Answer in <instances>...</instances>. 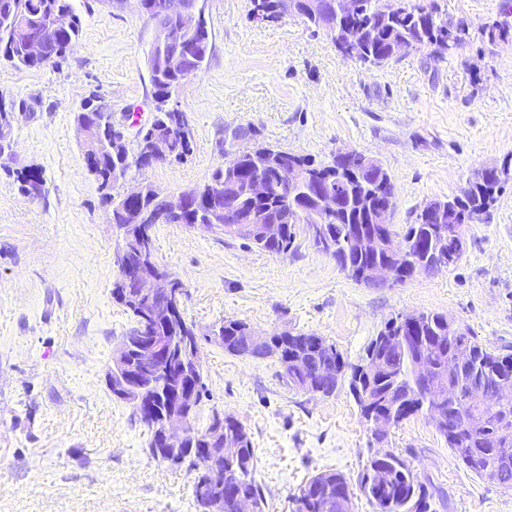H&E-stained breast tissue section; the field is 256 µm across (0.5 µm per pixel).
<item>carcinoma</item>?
I'll return each instance as SVG.
<instances>
[{
  "label": "carcinoma",
  "instance_id": "1",
  "mask_svg": "<svg viewBox=\"0 0 512 512\" xmlns=\"http://www.w3.org/2000/svg\"><path fill=\"white\" fill-rule=\"evenodd\" d=\"M163 2L137 0L144 15L167 25L172 34L167 52H177L185 59V70L173 71L166 67L155 49H150L148 54L156 111L165 117L168 112L163 109V104L180 89L188 79L189 72L200 71L208 61L211 30L204 6L197 7L190 18H165L161 15ZM279 2L251 0L253 10H261L260 19L267 21L282 18ZM58 12L71 15L70 29L50 36V52L45 58L36 60L28 56L27 36L15 31L13 18L24 14L30 20V29L45 31L50 19ZM292 15L300 18L312 32H326L337 46L345 41V37H351L359 47L358 56L353 61L369 68L381 67L399 59L404 48L410 53L429 49L432 54L442 56L459 45L466 34L464 25L454 26L440 16L435 0H403L397 11L388 10L386 0H355L354 14L349 20L336 19L330 10L315 15L312 13L311 0H295ZM81 32L82 20L72 0H0V59L16 68L41 69L58 64L79 40ZM511 32L506 23L488 26L484 30L492 45L507 40ZM148 136L149 132H142L132 146L120 145L112 154L102 155L97 160L99 170L95 180L101 191V202L111 208V223L118 227L129 223L130 207L122 200L116 182L126 173L142 171L141 157ZM258 153L268 154L271 160L261 164L259 159L252 156L234 157L224 152V163L214 169L207 182L196 187L194 208L181 215H171L167 223L183 224L189 228L195 224H215L216 216L212 212L210 197L217 188L222 187L224 195L230 196L235 202L238 214L247 217L255 211H266L279 220L281 231L278 238L267 241L253 239L251 243L271 255H286L297 237L296 214L311 208L309 194L297 192L288 197L273 190L265 197H257L247 194L244 185L262 178L273 187L279 183L282 169L294 163L313 171L322 190L338 199L336 211L328 215L321 225L322 247L318 251L335 259L341 271L352 280L371 284L365 269L390 260L389 252L380 249L372 253H359L352 246L351 239L354 229L363 225L376 233L384 230L397 234L393 224L385 229L371 222L378 204L395 201V187L388 171L381 165H368L366 155L357 150L347 152L344 159L334 157L329 161L279 148L273 154L270 145L263 143L258 144ZM13 175L20 190L32 188L38 195H43L45 181L40 171L35 168L23 169L13 172ZM501 175L502 172L496 168L485 169L461 195L445 202L434 200L419 209L414 223L405 227L403 239L410 242V249L406 260L395 269L396 282L404 283L421 272L441 270L437 263L448 255L452 229V225L448 224V215L440 217L432 213L427 216L425 209L450 207L470 223L479 220L489 212L502 192ZM124 291V282L116 281L112 298L132 314L134 326L126 333L125 339L135 342L141 335L142 309L124 299ZM397 322L398 318H390L371 338L361 355L363 360L373 354L384 359V370L371 383L375 408L394 414L395 423L399 424L419 414L429 401L440 395L445 396L446 424L439 427V431L448 442V448L482 480L498 486L512 484V393L506 397L499 395L503 386H512V353L487 348L467 330L449 326L448 318L442 314L422 312L413 335L427 353L434 371L431 378L417 380L414 378L417 353L390 342V337L398 334ZM246 326L247 323L233 319L225 320L214 328V331L221 333L225 352L236 356H255V351L249 345ZM193 328L194 324L181 315L168 321L155 322L153 331L158 336L190 337L189 344L177 347L186 359L200 351L199 336L192 335ZM271 339L282 347L281 361L294 354L301 358L310 375L322 370L325 365L336 367L339 376L325 383L324 394H333L339 380L345 377L348 378V385H353L358 364L344 360L334 345L322 337L304 332L288 336L274 332ZM462 347L469 350V358L459 361L455 352ZM136 364L139 375L162 386V392L146 397L140 404L120 395L117 399L130 405L133 414L150 430L151 411L159 412L167 408L177 380L145 359H136ZM473 381L483 387L489 399L466 400L465 386ZM183 418L193 439L196 459L207 458L204 449L219 448L224 439H242L239 456L224 460V470L237 472L238 481L223 487L208 484L203 481L199 469L189 463L187 469L193 475V493L224 497V512H236V498L240 495L252 496L259 501L260 507H265L263 493L254 476V448L246 426L235 418H222L214 414L202 430L198 427L195 409L185 413ZM375 471L386 472L388 479L381 483L369 482L368 477ZM326 482L336 487V494L353 503L355 493L350 479L330 469L314 475L291 495V512H330L317 499L319 487ZM358 486L374 512H436L432 507L433 494L429 492L427 484L405 459L391 451L367 461Z\"/></svg>",
  "mask_w": 512,
  "mask_h": 512
}]
</instances>
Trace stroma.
Here are the masks:
<instances>
[{"instance_id":"stroma-1","label":"stroma","mask_w":512,"mask_h":512,"mask_svg":"<svg viewBox=\"0 0 512 512\" xmlns=\"http://www.w3.org/2000/svg\"><path fill=\"white\" fill-rule=\"evenodd\" d=\"M437 2L466 26L459 47L368 68L300 18L259 21L250 0H201L211 56L172 102L187 116L192 150L142 173L172 194L202 184L235 129L323 160L355 149L389 172L391 221L401 229L483 169L507 170L490 214L467 225L461 260L402 284L353 281L302 231L288 255L275 256L239 238L156 226V257L186 284L185 313L202 336L200 420L218 411L245 424L264 512H290L291 494L319 472L357 481L385 451L430 480L437 512H512V490L466 468L427 413L378 443L347 386L304 395L282 382L276 358L234 356L205 339L238 319L322 336L354 363L391 316L439 312L479 343L512 350V40L492 45L484 35L512 25V0ZM74 7L83 32L60 64L28 70L0 60V96L17 116L16 162L45 179L43 196L29 199L0 167V512H195L187 469L152 457L148 429L107 386L112 350L133 320L112 299L121 237L84 167L75 122L94 93L111 101L127 138L149 121L156 23L136 0Z\"/></svg>"}]
</instances>
